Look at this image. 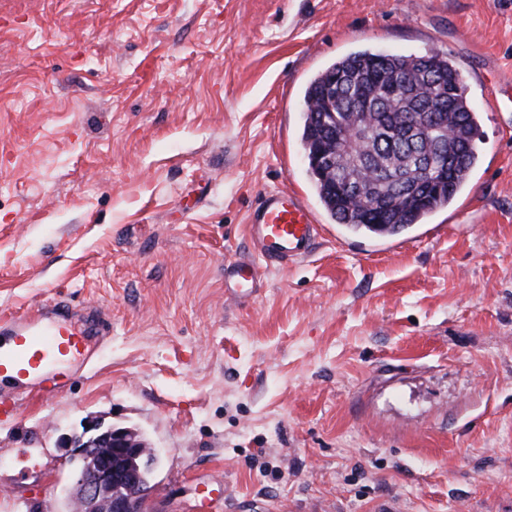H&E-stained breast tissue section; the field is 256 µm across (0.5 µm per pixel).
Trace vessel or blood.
Masks as SVG:
<instances>
[{
	"mask_svg": "<svg viewBox=\"0 0 512 512\" xmlns=\"http://www.w3.org/2000/svg\"><path fill=\"white\" fill-rule=\"evenodd\" d=\"M247 234L252 256L224 265V286L230 297H249L259 286L261 270L308 257L319 227L305 201L288 191L265 192L250 212ZM91 356L85 328L66 319L43 317L0 321V381L31 392L44 378H69L75 366Z\"/></svg>",
	"mask_w": 512,
	"mask_h": 512,
	"instance_id": "1",
	"label": "vessel or blood"
}]
</instances>
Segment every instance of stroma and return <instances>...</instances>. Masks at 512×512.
<instances>
[{
    "mask_svg": "<svg viewBox=\"0 0 512 512\" xmlns=\"http://www.w3.org/2000/svg\"><path fill=\"white\" fill-rule=\"evenodd\" d=\"M365 48L448 54L478 116L463 194L380 240L299 137ZM278 190L321 236L237 303ZM57 303L105 331L0 414V512H68L89 416L157 448L151 512H512V0H0V317Z\"/></svg>",
    "mask_w": 512,
    "mask_h": 512,
    "instance_id": "35a3bbf8",
    "label": "stroma"
}]
</instances>
